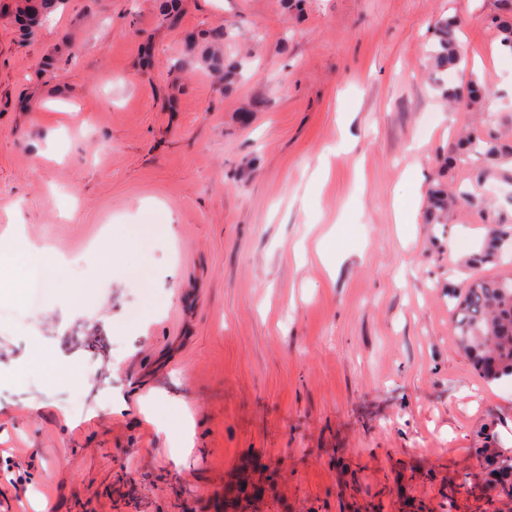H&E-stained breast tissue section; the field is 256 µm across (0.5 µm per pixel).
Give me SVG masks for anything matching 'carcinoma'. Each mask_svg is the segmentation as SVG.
I'll return each mask as SVG.
<instances>
[{
	"label": "carcinoma",
	"instance_id": "cac0c4a2",
	"mask_svg": "<svg viewBox=\"0 0 512 512\" xmlns=\"http://www.w3.org/2000/svg\"><path fill=\"white\" fill-rule=\"evenodd\" d=\"M491 23L498 32L500 46L512 56V0H498V13ZM455 28L454 23L446 20L436 25V41L431 45L430 55L441 72L458 70L464 64ZM467 92L470 104L477 107L484 106L490 97V90L474 80ZM462 149L464 157L474 156L488 169L512 160V146L501 143L491 133H471L463 141ZM449 201L444 188L432 190L428 196L427 223H442ZM511 250L512 224H496L481 259L500 261ZM449 299L455 337L478 374L488 382L512 377V276L464 281L449 294ZM475 453L498 473L496 486L512 491V464L505 465L496 445L477 448Z\"/></svg>",
	"mask_w": 512,
	"mask_h": 512
}]
</instances>
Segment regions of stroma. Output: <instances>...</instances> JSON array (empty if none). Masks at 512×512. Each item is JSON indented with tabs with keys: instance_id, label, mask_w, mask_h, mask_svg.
I'll return each instance as SVG.
<instances>
[{
	"instance_id": "35a3bbf8",
	"label": "stroma",
	"mask_w": 512,
	"mask_h": 512,
	"mask_svg": "<svg viewBox=\"0 0 512 512\" xmlns=\"http://www.w3.org/2000/svg\"><path fill=\"white\" fill-rule=\"evenodd\" d=\"M177 5L0 0V307L25 243L57 268L0 320V512H222L243 478L237 512H512L473 454L512 455V378L448 299L512 274L464 263L512 224V163L444 164L465 131L512 145L498 0ZM446 17L466 70L427 54ZM473 78L485 106H449ZM438 182L476 203L397 223ZM52 279V273L45 270L37 277H30L25 286L26 290L21 302V306L3 310V316L21 319L25 318V312L29 306L39 304L47 295L50 288H46Z\"/></svg>"
}]
</instances>
